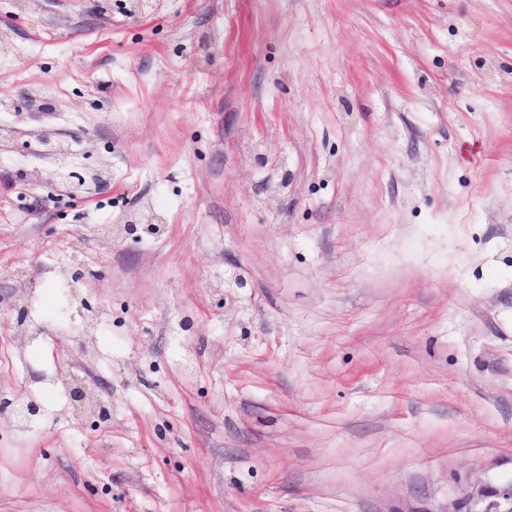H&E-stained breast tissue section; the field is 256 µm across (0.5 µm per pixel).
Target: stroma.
Returning <instances> with one entry per match:
<instances>
[{
	"label": "stroma",
	"mask_w": 512,
	"mask_h": 512,
	"mask_svg": "<svg viewBox=\"0 0 512 512\" xmlns=\"http://www.w3.org/2000/svg\"><path fill=\"white\" fill-rule=\"evenodd\" d=\"M76 249L112 420L0 426V512H436L512 479V0H0V395L62 407ZM23 285L57 344L17 349ZM120 232L122 240H139L161 235L164 232V225L152 222L123 224Z\"/></svg>",
	"instance_id": "obj_1"
}]
</instances>
